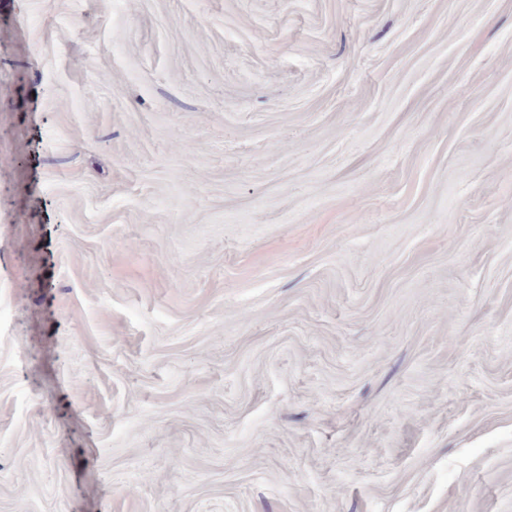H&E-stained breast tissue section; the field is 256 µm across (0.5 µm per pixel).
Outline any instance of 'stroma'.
<instances>
[{"label":"stroma","mask_w":512,"mask_h":512,"mask_svg":"<svg viewBox=\"0 0 512 512\" xmlns=\"http://www.w3.org/2000/svg\"><path fill=\"white\" fill-rule=\"evenodd\" d=\"M0 512H512V0H0Z\"/></svg>","instance_id":"obj_1"}]
</instances>
